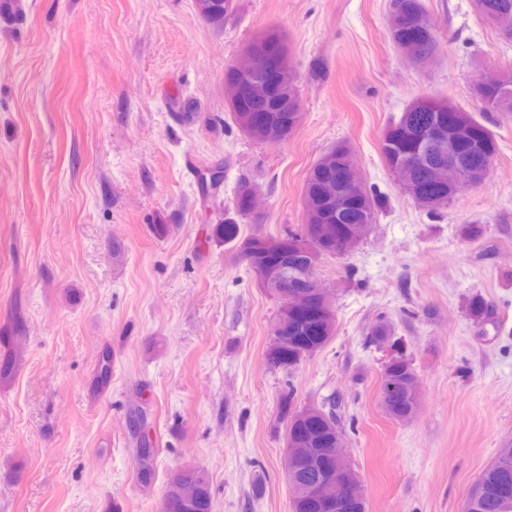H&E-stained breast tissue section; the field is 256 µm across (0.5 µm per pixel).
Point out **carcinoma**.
<instances>
[{
    "label": "carcinoma",
    "instance_id": "1",
    "mask_svg": "<svg viewBox=\"0 0 512 512\" xmlns=\"http://www.w3.org/2000/svg\"><path fill=\"white\" fill-rule=\"evenodd\" d=\"M234 7V0H206L205 9L210 12L208 20L215 25L224 24V11ZM476 12L487 22L497 28L499 33L512 36V0H474ZM427 10L423 0H399L397 10L388 15L389 29L395 45L412 50L423 59L436 56L440 40L436 31L418 30L412 21L417 15H425ZM481 112H497L501 115H512V73L500 75L499 85L474 94ZM232 123L245 137L257 141L259 136L247 131L245 121L246 106L228 104ZM463 129L452 146L431 149L421 161L408 157L405 145L400 141L399 132L405 127H424L435 117ZM479 124L470 113L454 106L444 97L428 96L412 100L401 112L397 121L391 123L385 130L381 151L388 168H398L399 181L396 185L400 191L413 201L415 205L428 211L446 208L458 199L455 188L446 191V201L440 205L427 200L429 193L430 174L448 168H471L475 166L476 149L468 130ZM331 151L336 153V162L345 165H355L354 151L346 142H338ZM260 190V185L252 180H244L236 186L235 211L239 215L248 213L250 195ZM382 201L372 188L365 187L363 201L360 206L345 211L342 223L351 225L362 239L372 232L376 224ZM321 205L312 204V211L304 215L303 224L290 227L280 234L287 245L307 243L312 237L311 225L317 223ZM234 244L240 256L255 252L259 248L255 236L240 237V228L236 219L224 215L217 223L206 229L204 242ZM323 348L316 345L311 348H294L283 354L271 348L267 361L271 369L290 373L303 359ZM389 380L396 383L394 395L381 401L387 415L400 420L411 419L412 399L411 389L417 376L415 369L407 358L393 357L387 363ZM294 386L290 380H285L280 390V402L287 419L286 436L297 439L307 421L297 419L300 409L293 406ZM310 420L322 424L327 431L338 429L336 421V404L328 403V408L322 410ZM507 477L512 478V446L501 448L492 462L481 472L465 503L464 512H512V499L504 500L497 495L499 484ZM318 472L313 468H303L294 476L288 478L292 491V512H322L310 498L309 490L316 483ZM188 485L194 490L192 499L185 502L181 499L180 487ZM163 500L168 504V512H211L212 493L208 474L194 467L179 469L178 473L168 478Z\"/></svg>",
    "mask_w": 512,
    "mask_h": 512
}]
</instances>
